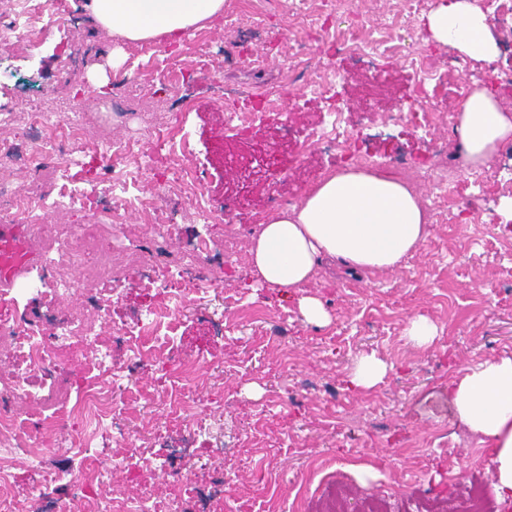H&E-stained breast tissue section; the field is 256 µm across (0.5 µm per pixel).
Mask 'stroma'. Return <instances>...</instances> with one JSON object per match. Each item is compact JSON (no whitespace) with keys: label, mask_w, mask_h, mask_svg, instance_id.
Here are the masks:
<instances>
[{"label":"stroma","mask_w":512,"mask_h":512,"mask_svg":"<svg viewBox=\"0 0 512 512\" xmlns=\"http://www.w3.org/2000/svg\"><path fill=\"white\" fill-rule=\"evenodd\" d=\"M439 0H423L413 13L389 14L387 0H363L366 16L387 18L386 36L400 55L356 63L335 42L318 37L310 21L288 23V0H224V13L176 45L152 43L149 50L127 43L116 48L96 25L88 0H70L67 14L38 45L0 43V109L25 115L34 109L79 113L87 140L106 142L159 124L176 123L172 147L155 145L166 163L190 171L191 183L165 189L126 173L129 196L166 208L159 235L143 233L128 220L122 250L138 264L118 265V289L108 304L113 327L122 329L144 360L160 363L166 352L196 361L201 392L194 410H223L239 443L212 440L215 465L201 468L168 453L176 437L162 426L174 390L170 368L153 376L127 378L116 415L126 436L151 439L158 467L140 471L130 484L120 469L128 455L104 433L88 457L66 453L79 434L73 419L54 426L57 412L73 403L86 377L100 376L86 343L73 341L66 375L45 382L49 401H24L19 417L49 421L41 466L18 462L12 470L17 494L41 481L44 470L79 471L88 458L111 459L117 474L91 493L94 508L55 502L68 512H108L117 496L136 490L171 499L181 482L208 492L216 465L224 467V489L250 512H366L368 501L384 512H458L470 486L481 487L495 512H512V497L494 487V455L459 420L449 389L466 369L512 357V222L489 220L501 197L512 196V145L482 167L481 180L460 169L449 202L433 204L429 180L416 183L432 224L430 237L395 272L360 278L329 269L306 289L330 313L327 325L306 324L296 295L285 288L249 287L247 241L263 218L297 203L303 193L340 161L316 144L329 112L342 111L370 168L399 174L402 166L431 169L444 142L449 163L457 161L453 133L427 131L410 123L386 122L387 113L420 101L418 76L402 55L425 50L440 71L448 48L426 41L422 24ZM341 71V80L313 93L312 63ZM236 87L242 97L225 98ZM278 98L277 119L239 134L224 126L228 112L251 110L253 97ZM46 224H69L99 237L113 234L112 215L82 209H47ZM205 242L204 257L190 251ZM193 270L201 290L190 296L173 338L139 336L135 318L161 307L163 296L148 278L159 270ZM55 268L43 262L17 297L0 298V321L28 322L52 332L54 314L40 290ZM258 305L257 317L238 318ZM425 317L438 327L434 342L408 345L409 319ZM372 356L390 366L384 381L366 391L349 388L355 361Z\"/></svg>","instance_id":"stroma-1"}]
</instances>
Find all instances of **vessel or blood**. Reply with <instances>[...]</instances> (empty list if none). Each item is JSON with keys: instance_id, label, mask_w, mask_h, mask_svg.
<instances>
[{"instance_id": "obj_1", "label": "vessel or blood", "mask_w": 512, "mask_h": 512, "mask_svg": "<svg viewBox=\"0 0 512 512\" xmlns=\"http://www.w3.org/2000/svg\"><path fill=\"white\" fill-rule=\"evenodd\" d=\"M42 262L33 225L0 220V290L15 288Z\"/></svg>"}]
</instances>
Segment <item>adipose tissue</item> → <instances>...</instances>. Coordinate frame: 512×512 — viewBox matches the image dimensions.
Masks as SVG:
<instances>
[{"mask_svg": "<svg viewBox=\"0 0 512 512\" xmlns=\"http://www.w3.org/2000/svg\"><path fill=\"white\" fill-rule=\"evenodd\" d=\"M89 9L114 40L179 43L223 13L224 0H89ZM423 27L429 39L471 59L491 63L498 57L490 18L472 0H440ZM454 132L464 165L485 166L512 144V110L489 89L470 86ZM430 233L421 196L410 185L378 169H337L250 238L251 281L298 291L304 320L325 325L328 310L304 291L324 258L341 260L354 273L390 272ZM450 397L460 420L493 450L498 494L511 496L512 358L468 369L453 381Z\"/></svg>", "mask_w": 512, "mask_h": 512, "instance_id": "obj_1", "label": "adipose tissue"}]
</instances>
